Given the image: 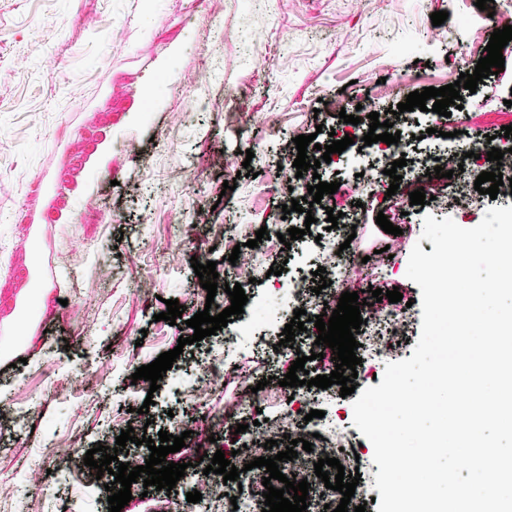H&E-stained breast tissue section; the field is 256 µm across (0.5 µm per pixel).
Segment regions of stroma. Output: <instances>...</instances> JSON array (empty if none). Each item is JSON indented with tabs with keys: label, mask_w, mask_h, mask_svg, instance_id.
<instances>
[{
	"label": "stroma",
	"mask_w": 512,
	"mask_h": 512,
	"mask_svg": "<svg viewBox=\"0 0 512 512\" xmlns=\"http://www.w3.org/2000/svg\"><path fill=\"white\" fill-rule=\"evenodd\" d=\"M447 11L460 28L433 25ZM492 29L474 0H0V344L22 324L18 303L34 248L24 226L59 205L43 248L57 277L40 293V325L0 364V512H47L55 493L66 512H109L108 493L84 464L87 450L112 444L125 424L147 423L148 437L183 426L198 440L205 414L224 412L234 387L200 390L206 359L221 353L228 328L182 347L157 391L133 382L136 369L192 336L186 322L218 315L226 293L207 300L192 261H223L218 225L238 243L261 227H309L295 250L263 240L250 300L283 302L298 272L319 266L332 241L326 215L306 224L283 214L274 175L297 156L296 136L315 134L320 159L343 114L372 100L396 108L410 92L474 71ZM505 68L476 91L462 90L450 117L415 111L426 140H408L405 159L438 151L445 133L501 137L512 124V42ZM245 129L253 159L235 147ZM339 182L325 199L350 213L354 167L323 163ZM236 188L224 190V181ZM67 187L57 199L56 187ZM426 209L404 216L411 234L396 243L387 280L410 299L407 342L391 358H410L420 335L421 290L406 276ZM185 310L155 321L167 300ZM244 374L265 380L269 417L298 413L281 386L292 360L239 349ZM155 404L140 414L146 397Z\"/></svg>",
	"instance_id": "obj_1"
}]
</instances>
